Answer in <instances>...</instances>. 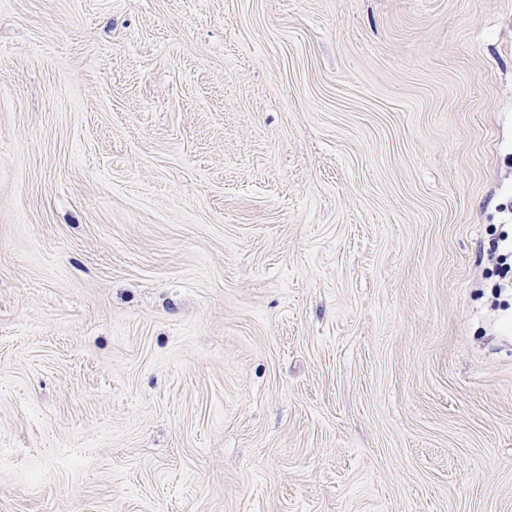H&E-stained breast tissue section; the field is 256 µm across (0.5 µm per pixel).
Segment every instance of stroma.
<instances>
[{
  "mask_svg": "<svg viewBox=\"0 0 512 512\" xmlns=\"http://www.w3.org/2000/svg\"><path fill=\"white\" fill-rule=\"evenodd\" d=\"M512 0H0V512H512Z\"/></svg>",
  "mask_w": 512,
  "mask_h": 512,
  "instance_id": "35a3bbf8",
  "label": "stroma"
}]
</instances>
